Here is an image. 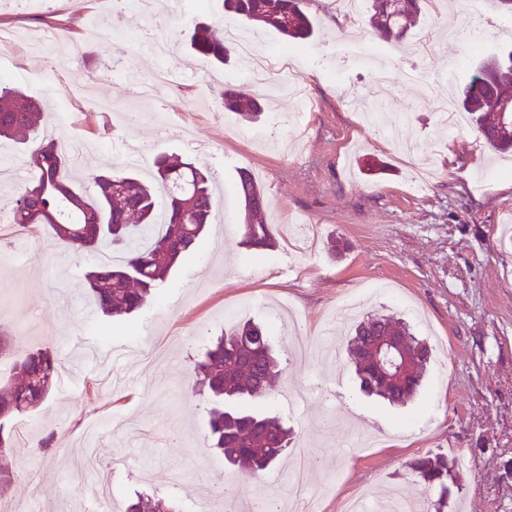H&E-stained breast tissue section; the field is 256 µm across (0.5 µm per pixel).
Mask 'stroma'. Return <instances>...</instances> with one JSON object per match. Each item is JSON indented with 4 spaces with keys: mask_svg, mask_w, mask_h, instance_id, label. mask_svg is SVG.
Returning <instances> with one entry per match:
<instances>
[{
    "mask_svg": "<svg viewBox=\"0 0 512 512\" xmlns=\"http://www.w3.org/2000/svg\"><path fill=\"white\" fill-rule=\"evenodd\" d=\"M428 30L437 46L422 54L412 32L400 53L381 60L391 79L374 85V69L343 57L345 33L373 38L366 12L349 17L345 0H303L318 27L316 41L293 45L294 77L313 100L301 128L278 124L288 94L254 84L240 60L219 67L193 52V23L225 24L221 0H33L19 13L0 6V28L36 32L55 23L73 29L78 56L31 52L16 44L0 62V80L20 86L65 121L57 139L101 142L70 173L92 187L97 172L122 162L121 145L148 146L136 165L148 176L152 157L196 162L228 200L215 205L224 233L185 255L160 302L128 321L101 315L83 292V274L98 261L76 253L50 229L13 232L10 206L22 189L0 181V336L18 354L50 348L63 373L51 397L15 423L12 504L48 512H92L95 464L112 465V512L135 493L177 502L194 512L209 501L224 512L232 489L287 506L285 478L308 457L305 481L323 512H345L357 492L380 502L390 488L426 497L415 460L433 454L464 459L448 486L447 512H512V153L476 148L473 126L451 130L429 108L464 86L476 64L449 29L471 19L466 0H441ZM162 19L170 52L158 58L139 42L106 43L100 15L117 14L121 31L138 33L146 11ZM124 59L140 77L168 68L176 82L164 94L166 135L150 106L135 100L114 70ZM423 77L402 81V68ZM236 88L263 100L254 123L221 109H182L185 98ZM380 107L399 122L401 142L383 139L362 115ZM43 117V126L51 119ZM258 180L273 213L274 247L253 253L243 242V205L233 192L240 170ZM364 314L404 320L427 340L432 360L422 393L402 407L378 405L358 392L346 356L331 362L295 354L276 301L297 312L302 332L317 333L350 295ZM254 320L269 325L284 371L265 405L292 430L276 469L242 479L207 442L204 397L187 389L196 361L222 329Z\"/></svg>",
    "mask_w": 512,
    "mask_h": 512,
    "instance_id": "35a3bbf8",
    "label": "stroma"
}]
</instances>
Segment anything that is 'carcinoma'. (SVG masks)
<instances>
[{
	"mask_svg": "<svg viewBox=\"0 0 512 512\" xmlns=\"http://www.w3.org/2000/svg\"><path fill=\"white\" fill-rule=\"evenodd\" d=\"M429 0H370L369 24L379 38L398 41L407 32L421 29L428 20ZM224 11L252 27H269L289 42H306L315 26L301 7V0H223ZM192 50L218 64H226L233 48L218 25L199 23L189 38ZM512 51L504 57L488 56L475 67L463 87L457 107L470 115L479 138L498 150L512 149V119L496 112L500 101L512 102ZM224 108L254 121L263 112L255 98L226 88ZM42 104L20 89L0 85V138L32 140V169L25 187L13 199V224L47 225L55 237L76 251L92 252L106 243L124 254L121 264L103 263L85 274L87 288L99 310L109 317L131 315L159 296V288L177 262L199 250L214 210L207 177L193 163L175 155L153 161L156 184L150 185L114 166L95 177V200L75 186L66 163L68 148L53 139L38 140ZM236 194L244 204L245 244L255 250L274 245L266 224L268 199L262 187L241 171ZM402 336L407 341L409 366L398 379L376 374L372 347L381 336ZM348 354L355 366L360 389L391 405L403 406L422 387L430 349L407 327L384 315L360 322L350 340ZM57 358L45 349L29 353L12 364L16 380L0 388V448L13 442V421L50 393ZM199 384L209 396V446L243 475L255 477L273 468L288 448V429L263 413L264 396H254L256 385L268 391L282 372L272 353L269 334L252 322L238 324L207 349L195 366ZM251 400L249 411L224 408V402ZM457 461L436 454L420 459L413 470L428 484L439 487L429 501L431 512L448 507L447 482L454 479ZM126 512H177L161 498L137 497Z\"/></svg>",
	"mask_w": 512,
	"mask_h": 512,
	"instance_id": "1",
	"label": "carcinoma"
}]
</instances>
